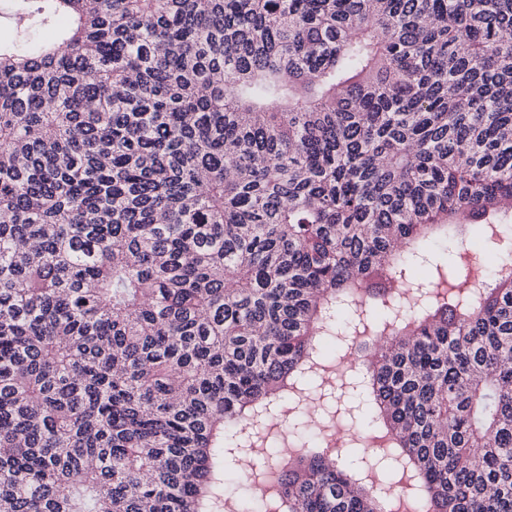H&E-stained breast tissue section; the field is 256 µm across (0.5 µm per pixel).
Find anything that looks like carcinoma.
Wrapping results in <instances>:
<instances>
[{
    "mask_svg": "<svg viewBox=\"0 0 512 512\" xmlns=\"http://www.w3.org/2000/svg\"><path fill=\"white\" fill-rule=\"evenodd\" d=\"M95 2L0 0V512H512V0Z\"/></svg>",
    "mask_w": 512,
    "mask_h": 512,
    "instance_id": "1",
    "label": "carcinoma"
}]
</instances>
